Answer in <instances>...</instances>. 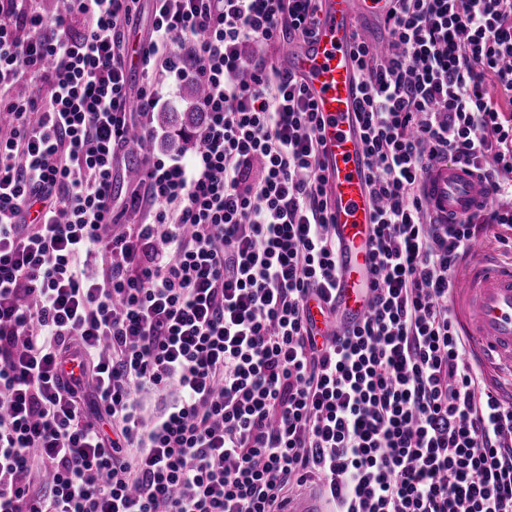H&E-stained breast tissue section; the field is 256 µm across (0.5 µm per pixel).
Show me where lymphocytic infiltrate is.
Wrapping results in <instances>:
<instances>
[{
	"mask_svg": "<svg viewBox=\"0 0 512 512\" xmlns=\"http://www.w3.org/2000/svg\"><path fill=\"white\" fill-rule=\"evenodd\" d=\"M41 2L0 0V512H281L310 482L336 512H512V403L451 304L512 230V0H394L386 51L357 40L372 290L337 331L309 310L341 315L321 118L244 51L310 36L320 0H155L132 51L139 0ZM134 65L201 83L205 119L188 159L145 156L154 213L115 236L112 171L159 103ZM444 159L486 181L481 217L425 204Z\"/></svg>",
	"mask_w": 512,
	"mask_h": 512,
	"instance_id": "1",
	"label": "lymphocytic infiltrate"
}]
</instances>
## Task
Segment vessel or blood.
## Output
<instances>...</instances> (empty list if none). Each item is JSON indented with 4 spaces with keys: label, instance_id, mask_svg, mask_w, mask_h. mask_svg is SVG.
<instances>
[{
    "label": "vessel or blood",
    "instance_id": "1",
    "mask_svg": "<svg viewBox=\"0 0 512 512\" xmlns=\"http://www.w3.org/2000/svg\"><path fill=\"white\" fill-rule=\"evenodd\" d=\"M389 8L390 0H322L313 35L286 48L289 70L302 80L322 118L330 216L339 239L336 291L350 318L367 309L373 214L356 115L354 24L356 17L377 19ZM424 194L443 223L481 216L490 203L477 173L447 161L434 165ZM454 294L474 353L490 368L512 370V258L483 251L467 260Z\"/></svg>",
    "mask_w": 512,
    "mask_h": 512
}]
</instances>
